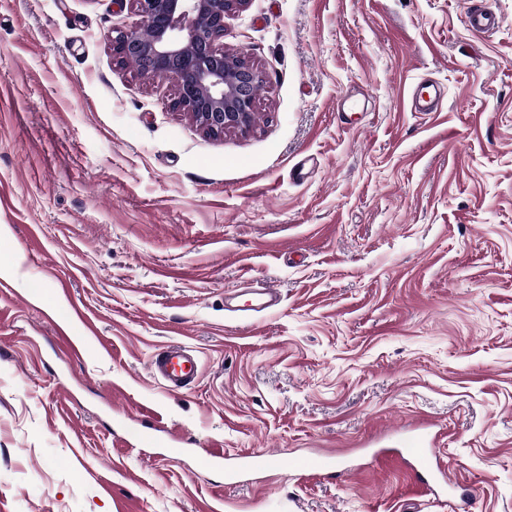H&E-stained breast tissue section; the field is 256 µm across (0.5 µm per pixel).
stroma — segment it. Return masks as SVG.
Here are the masks:
<instances>
[{
    "label": "stroma",
    "mask_w": 512,
    "mask_h": 512,
    "mask_svg": "<svg viewBox=\"0 0 512 512\" xmlns=\"http://www.w3.org/2000/svg\"><path fill=\"white\" fill-rule=\"evenodd\" d=\"M139 21L0 0V512H405L374 457L420 419L470 512H512V0H249L224 45L264 81L221 137L113 60ZM249 278L278 309L225 311ZM171 344L201 364L180 393L148 371Z\"/></svg>",
    "instance_id": "1"
}]
</instances>
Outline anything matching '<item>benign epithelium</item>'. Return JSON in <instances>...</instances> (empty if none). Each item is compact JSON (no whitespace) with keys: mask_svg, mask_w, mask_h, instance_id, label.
I'll return each mask as SVG.
<instances>
[{"mask_svg":"<svg viewBox=\"0 0 512 512\" xmlns=\"http://www.w3.org/2000/svg\"><path fill=\"white\" fill-rule=\"evenodd\" d=\"M140 23L112 38V54L148 80H172L170 109L209 135L247 131L261 72L224 47V20L248 0H132Z\"/></svg>","mask_w":512,"mask_h":512,"instance_id":"7a95c632","label":"benign epithelium"}]
</instances>
